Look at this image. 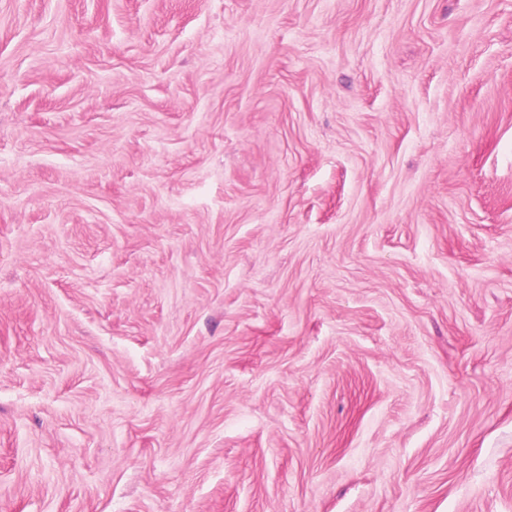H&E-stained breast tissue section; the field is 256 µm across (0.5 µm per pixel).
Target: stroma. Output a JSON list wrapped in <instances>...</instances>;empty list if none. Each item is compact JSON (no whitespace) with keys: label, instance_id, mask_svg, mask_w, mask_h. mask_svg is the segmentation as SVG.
<instances>
[{"label":"stroma","instance_id":"stroma-1","mask_svg":"<svg viewBox=\"0 0 512 512\" xmlns=\"http://www.w3.org/2000/svg\"><path fill=\"white\" fill-rule=\"evenodd\" d=\"M0 512H512V0H0Z\"/></svg>","mask_w":512,"mask_h":512}]
</instances>
